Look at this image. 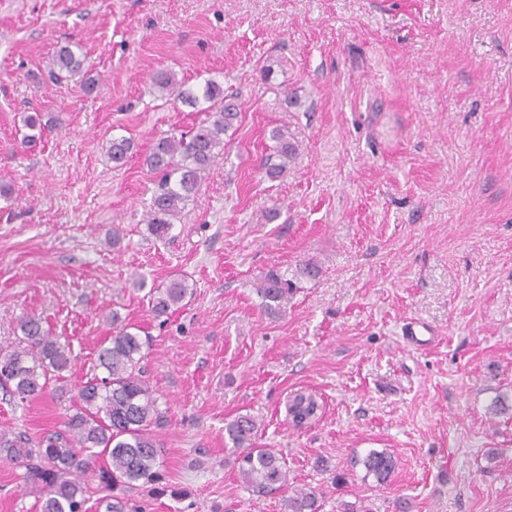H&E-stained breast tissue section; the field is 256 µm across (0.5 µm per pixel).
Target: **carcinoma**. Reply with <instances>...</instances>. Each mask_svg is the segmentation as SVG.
Masks as SVG:
<instances>
[{"mask_svg":"<svg viewBox=\"0 0 512 512\" xmlns=\"http://www.w3.org/2000/svg\"><path fill=\"white\" fill-rule=\"evenodd\" d=\"M84 58L71 47H61L51 58L49 74L60 80L79 71ZM152 85L162 94H176L181 102L196 106L207 103L205 111L211 120L187 131H171L159 136L145 157L146 167L159 176L146 215L151 233L168 235L187 202L198 192L204 175L224 152V136L233 129L241 115L240 104L224 94L215 80L205 82L201 94L181 88L175 73L160 69L152 77ZM272 153L264 162L266 174L278 178L284 174L295 156V146L279 130L270 134ZM132 150V142L124 136L109 141L107 154L115 164L122 163ZM318 267L309 263L287 278L270 272L262 288L261 307L269 314L281 309L283 302L297 288V281L314 279ZM188 284L174 278L169 284L149 291L152 312L160 317L169 314L188 295ZM19 328L30 349L40 355V367L28 365L29 349L16 350L0 357V387L5 393L22 400L43 396L51 381L65 392L60 381L70 368V356L58 338L50 335L43 321L27 316ZM146 342L133 332V325L112 310V336L102 346L92 367L91 376L77 387L73 412L65 415L62 428L33 440L22 433L0 431V456L21 462L26 484L41 487L39 512H86L94 493L101 494L98 507L104 512H124L126 496L159 483L157 461L161 444L154 434L163 422L157 398L143 366ZM297 412L319 415L322 403L317 396L299 391L294 398ZM256 422L239 415L225 424V434L238 450L236 461L241 479L257 495L288 490L286 463L271 448L256 445ZM104 465L93 468L97 458ZM366 474L383 484L391 476L395 462L391 454L371 450L363 458ZM92 472L96 487L82 480ZM286 512H319L318 492L300 489L285 497Z\"/></svg>","mask_w":512,"mask_h":512,"instance_id":"1","label":"carcinoma"}]
</instances>
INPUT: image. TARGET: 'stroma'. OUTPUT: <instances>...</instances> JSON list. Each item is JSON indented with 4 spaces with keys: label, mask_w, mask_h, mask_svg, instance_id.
<instances>
[{
    "label": "stroma",
    "mask_w": 512,
    "mask_h": 512,
    "mask_svg": "<svg viewBox=\"0 0 512 512\" xmlns=\"http://www.w3.org/2000/svg\"><path fill=\"white\" fill-rule=\"evenodd\" d=\"M70 42L85 69L50 81ZM162 68L217 80L241 116L158 239L143 158L210 118L158 96ZM36 112L48 127L27 144ZM275 128L296 155L272 180ZM0 185V356L38 316L72 387L112 311L149 340L161 489L126 512H284L238 475L224 425L242 414L319 512H512V0H0ZM308 263L319 277L266 314V274ZM174 277L191 294L155 317L147 291ZM411 322L427 345L406 342ZM299 390L323 410L298 430ZM68 404L0 391V430L42 436ZM373 449L396 461L383 485L351 463ZM22 473L0 458V512H38Z\"/></svg>",
    "instance_id": "1"
}]
</instances>
